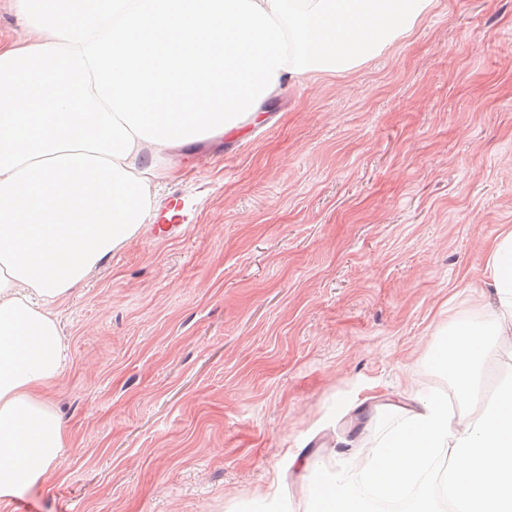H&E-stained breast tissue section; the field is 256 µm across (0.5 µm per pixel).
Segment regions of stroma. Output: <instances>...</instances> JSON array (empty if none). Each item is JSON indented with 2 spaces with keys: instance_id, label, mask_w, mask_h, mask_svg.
<instances>
[{
  "instance_id": "1",
  "label": "stroma",
  "mask_w": 512,
  "mask_h": 512,
  "mask_svg": "<svg viewBox=\"0 0 512 512\" xmlns=\"http://www.w3.org/2000/svg\"><path fill=\"white\" fill-rule=\"evenodd\" d=\"M168 164L158 202L190 194L192 226L143 224L57 306L43 395L66 447L0 512H268L277 474L302 512L403 422L389 402L464 412L436 351L512 225V0H435L383 55Z\"/></svg>"
}]
</instances>
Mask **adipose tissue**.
Returning a JSON list of instances; mask_svg holds the SVG:
<instances>
[{"instance_id":"ef3b65f1","label":"adipose tissue","mask_w":512,"mask_h":512,"mask_svg":"<svg viewBox=\"0 0 512 512\" xmlns=\"http://www.w3.org/2000/svg\"><path fill=\"white\" fill-rule=\"evenodd\" d=\"M16 0L32 31L0 37V497L44 479L65 434L41 391L66 359L53 303L138 232L168 151L223 133L279 86L356 70L408 37L433 0ZM494 300L441 342L455 419L413 396L362 473L411 512H512V378L483 399L497 338L512 335V226L486 247ZM446 470L431 479L433 461ZM307 512H375L336 475Z\"/></svg>"}]
</instances>
